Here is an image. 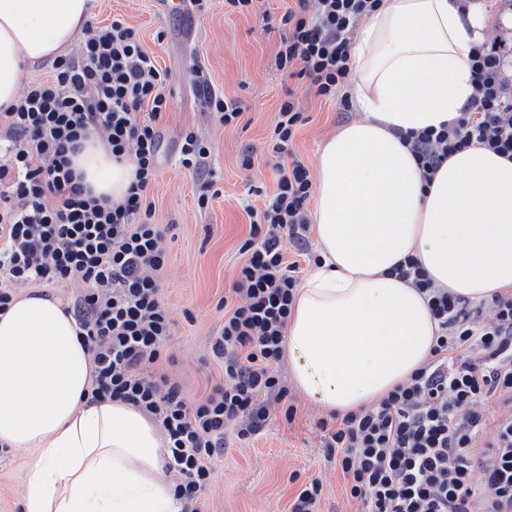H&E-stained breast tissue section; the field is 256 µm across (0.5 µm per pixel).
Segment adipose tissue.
Instances as JSON below:
<instances>
[{
    "instance_id": "adipose-tissue-1",
    "label": "adipose tissue",
    "mask_w": 512,
    "mask_h": 512,
    "mask_svg": "<svg viewBox=\"0 0 512 512\" xmlns=\"http://www.w3.org/2000/svg\"><path fill=\"white\" fill-rule=\"evenodd\" d=\"M94 0H0V110L24 74L68 53ZM460 0H384L354 47L360 119L316 162L312 229L322 262L298 290L285 355L295 389L347 413L427 362L423 296L392 276L414 256L433 284L473 302L512 286V160L472 146L425 181L399 132L439 127L473 93L470 49L486 39ZM73 167L94 196L123 199L134 167L90 137ZM91 363L56 296L19 292L0 314V444L35 450L22 512H180L158 426L91 398Z\"/></svg>"
}]
</instances>
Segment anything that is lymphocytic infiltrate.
<instances>
[{"instance_id": "obj_1", "label": "lymphocytic infiltrate", "mask_w": 512, "mask_h": 512, "mask_svg": "<svg viewBox=\"0 0 512 512\" xmlns=\"http://www.w3.org/2000/svg\"><path fill=\"white\" fill-rule=\"evenodd\" d=\"M381 0H293L275 67L318 98L339 102L352 70L350 33ZM473 94L459 116L437 128L402 133L425 180L454 153L478 145L512 158V92H506L500 47L471 51ZM167 73L121 16L87 24L75 53L54 60L50 74L26 83L0 112V311L15 286L81 283L70 310L91 365V396L121 401L161 429L164 467L176 478L181 512H204L210 461L224 435L246 439L271 417V401L290 389L277 373L300 279L295 249L313 263L308 203L313 179L293 141L305 121L293 93L273 118L272 151L280 157L276 191L250 210L224 325L211 341L224 375L206 396L189 401L177 382L149 369L168 356L171 322L159 296L167 262L164 231L151 221L148 197L160 166L159 124L169 109ZM113 155H128L135 178L123 201L84 188L72 156L89 135ZM208 146L186 133L182 167L199 177L197 203L223 189L208 164ZM424 296L437 324L428 361L373 404L319 419L324 448L363 512H512V290L474 303L435 287L415 257L392 269Z\"/></svg>"}]
</instances>
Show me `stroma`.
Instances as JSON below:
<instances>
[{"label":"stroma","mask_w":512,"mask_h":512,"mask_svg":"<svg viewBox=\"0 0 512 512\" xmlns=\"http://www.w3.org/2000/svg\"><path fill=\"white\" fill-rule=\"evenodd\" d=\"M289 0H260L243 15L224 9V0H205L196 12L192 41L183 38L180 17L158 15L153 0H95L93 16L110 22L119 14L137 29L143 45L168 73L170 110L160 124L161 167L149 196L152 221L167 230L168 261L159 274L160 294L171 319V360L152 369L153 376L175 379L189 399L204 397L218 382L222 365L208 346L224 323V297L243 261L241 242L249 231L247 207H262L275 191L278 163L271 150L272 120L286 89L306 122L294 149L308 167H315L330 135L357 119L356 109L339 111L297 86L274 66L280 43L279 19ZM210 83L245 107L238 126H224L198 93ZM194 131L210 148L209 165L224 193L199 208L195 177L178 162L185 131ZM251 151L254 164L243 170L239 158ZM293 422L272 413L263 433L246 441L227 434L224 450L211 462L212 479L202 498L206 512H288L303 482L322 481L324 512H357L345 494L343 477L327 461L317 427L325 410L295 395ZM32 454L17 451L0 457V512H21L20 496Z\"/></svg>","instance_id":"1"}]
</instances>
